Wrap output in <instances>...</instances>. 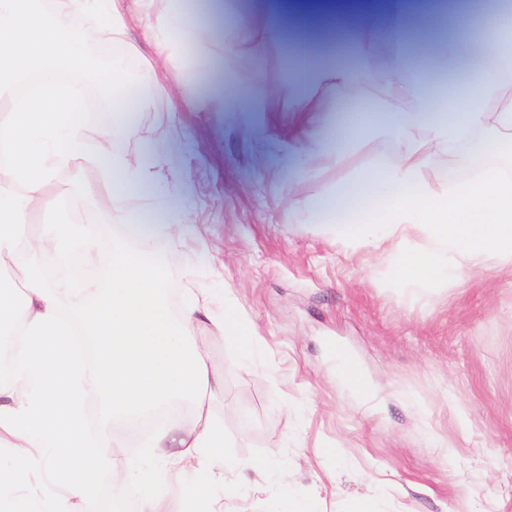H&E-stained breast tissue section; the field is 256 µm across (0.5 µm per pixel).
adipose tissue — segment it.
<instances>
[{
	"mask_svg": "<svg viewBox=\"0 0 512 512\" xmlns=\"http://www.w3.org/2000/svg\"><path fill=\"white\" fill-rule=\"evenodd\" d=\"M0 0V94L55 68L87 75L90 45H112V78L104 102L111 133L133 135L130 113L149 105L158 88L151 61L129 38L135 0ZM161 25H147L157 54L177 56L188 72L209 68L234 73L237 64L262 67L267 38L297 20L274 0H256L226 27L221 41L204 38L179 0H161ZM436 0H422L415 17L400 14L382 25L359 12L364 31L359 58L330 55L308 64L309 84L352 92L374 85L371 61L385 50L389 66L413 73L409 82H386L392 109L385 119L328 127L311 139L306 161H340L357 138L371 133L393 144L345 188L310 202L294 201L302 224H320L337 237L379 249L383 240L422 238L404 253L397 275L408 287L463 268L486 269L488 257L512 265V175L501 159L512 156V21L500 0H484L482 25H460L446 42L419 50L401 33L427 25ZM83 99L73 81L43 83L0 109V332L18 337L8 373L0 372V512H83L109 484L139 501V512H223L212 498L224 482V426L211 411L224 374L209 362L208 339L252 334L233 310L214 313L210 297L190 296L180 315L165 299L172 279L156 242L169 236L188 244L196 234L182 190L169 187L161 168L168 148L130 162L108 143L86 153ZM83 160L82 190L120 233L105 262L112 275L102 293L87 295L74 278H50L48 262L70 267L92 258L102 235L97 224H37L50 205L58 170ZM452 160L462 175L449 180L438 164ZM155 197L157 223L145 224L127 206L132 195ZM171 400L192 405L190 418H167L148 446L152 462L185 469L204 466V480L178 500L166 492L142 494V467L117 459V431L141 411ZM102 416L89 422L88 402Z\"/></svg>",
	"mask_w": 512,
	"mask_h": 512,
	"instance_id": "obj_1",
	"label": "adipose tissue"
}]
</instances>
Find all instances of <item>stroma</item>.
I'll return each mask as SVG.
<instances>
[{
  "instance_id": "1",
  "label": "stroma",
  "mask_w": 512,
  "mask_h": 512,
  "mask_svg": "<svg viewBox=\"0 0 512 512\" xmlns=\"http://www.w3.org/2000/svg\"><path fill=\"white\" fill-rule=\"evenodd\" d=\"M131 33L166 93L139 113L135 136L110 138L105 115L88 129L86 147L107 137L125 158L164 141L176 147L207 257L187 280L183 249L160 240L173 273L169 307L179 310L201 288L221 291L260 339L248 362L232 338L211 344L224 372L212 404L224 455L267 464L225 471L214 497L230 512H286L303 498L314 512H353L365 499L375 512H512V266L401 288L397 252L414 249L419 236L371 252L297 224L289 209L292 199L336 191L379 150L364 136L340 164L287 175L316 125L355 118L287 106L296 64L316 52L352 57L357 22L324 35L291 28L271 36L263 76L276 97L263 112H220L179 96L175 61L156 57L140 20ZM76 179L73 167L57 174L54 193L71 206L37 223L111 225ZM340 350L364 388L344 379Z\"/></svg>"
}]
</instances>
